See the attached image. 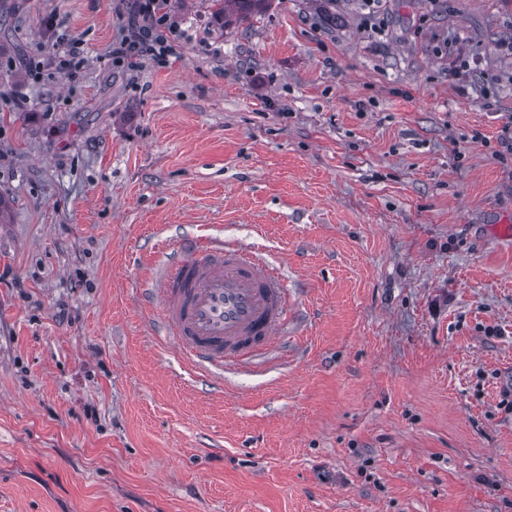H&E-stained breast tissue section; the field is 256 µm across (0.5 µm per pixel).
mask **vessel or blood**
I'll return each mask as SVG.
<instances>
[{
  "label": "vessel or blood",
  "instance_id": "vessel-or-blood-1",
  "mask_svg": "<svg viewBox=\"0 0 512 512\" xmlns=\"http://www.w3.org/2000/svg\"><path fill=\"white\" fill-rule=\"evenodd\" d=\"M164 335L202 372L244 367L286 334L288 304L278 270L252 247L186 238L146 284Z\"/></svg>",
  "mask_w": 512,
  "mask_h": 512
}]
</instances>
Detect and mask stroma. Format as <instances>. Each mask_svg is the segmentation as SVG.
Masks as SVG:
<instances>
[{
    "label": "stroma",
    "instance_id": "obj_1",
    "mask_svg": "<svg viewBox=\"0 0 512 512\" xmlns=\"http://www.w3.org/2000/svg\"><path fill=\"white\" fill-rule=\"evenodd\" d=\"M130 6L0 0V512H512V0H171L131 74ZM186 237L281 266L286 355L194 379ZM130 12L123 25V36L113 43L112 65L127 72L137 71L147 61L163 65L176 50L165 33L173 30L170 23L169 1L132 0ZM271 0H211L213 15L223 27L234 17L236 22L245 21L252 13L263 9ZM79 43L72 42L70 49L62 52V55L55 57L52 63L63 74L69 75L83 67L86 56L84 51L78 46Z\"/></svg>",
    "mask_w": 512,
    "mask_h": 512
}]
</instances>
